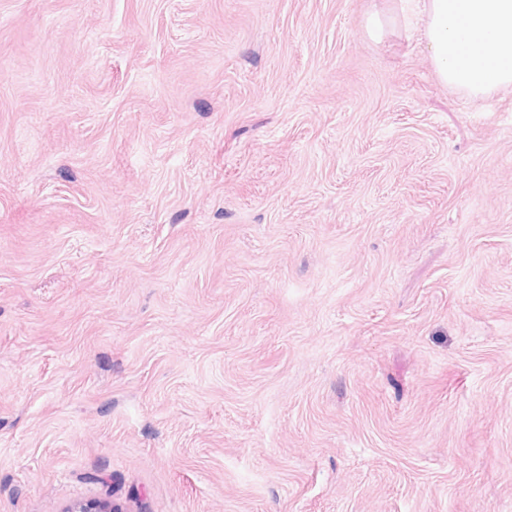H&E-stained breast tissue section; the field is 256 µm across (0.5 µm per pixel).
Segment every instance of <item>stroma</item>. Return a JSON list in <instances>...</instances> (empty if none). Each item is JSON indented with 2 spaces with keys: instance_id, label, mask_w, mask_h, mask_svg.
I'll use <instances>...</instances> for the list:
<instances>
[{
  "instance_id": "stroma-1",
  "label": "stroma",
  "mask_w": 512,
  "mask_h": 512,
  "mask_svg": "<svg viewBox=\"0 0 512 512\" xmlns=\"http://www.w3.org/2000/svg\"><path fill=\"white\" fill-rule=\"evenodd\" d=\"M103 498L512 512V87L398 0H0V512Z\"/></svg>"
}]
</instances>
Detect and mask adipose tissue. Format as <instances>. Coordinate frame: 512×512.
<instances>
[{"label":"adipose tissue","instance_id":"ef3b65f1","mask_svg":"<svg viewBox=\"0 0 512 512\" xmlns=\"http://www.w3.org/2000/svg\"><path fill=\"white\" fill-rule=\"evenodd\" d=\"M417 15L438 79L469 97L512 86V0H400Z\"/></svg>","mask_w":512,"mask_h":512}]
</instances>
